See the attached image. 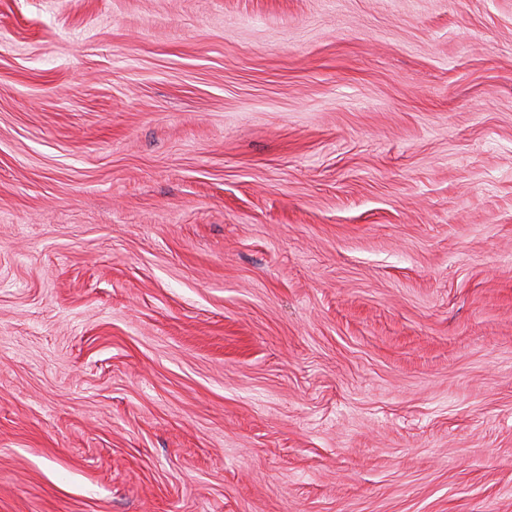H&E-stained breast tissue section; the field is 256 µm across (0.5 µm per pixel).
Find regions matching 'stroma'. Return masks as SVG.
Here are the masks:
<instances>
[{
    "instance_id": "stroma-1",
    "label": "stroma",
    "mask_w": 512,
    "mask_h": 512,
    "mask_svg": "<svg viewBox=\"0 0 512 512\" xmlns=\"http://www.w3.org/2000/svg\"><path fill=\"white\" fill-rule=\"evenodd\" d=\"M0 512H512V0H0Z\"/></svg>"
}]
</instances>
